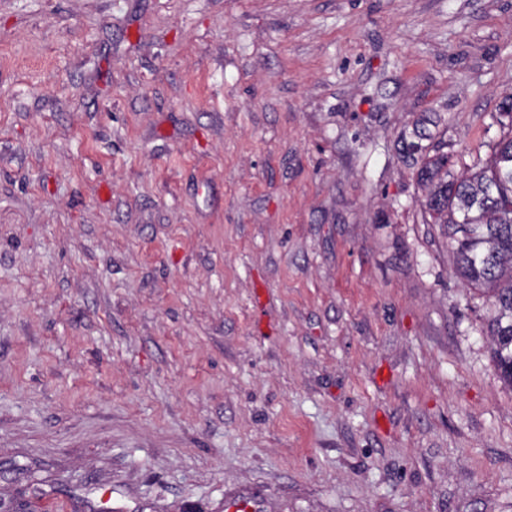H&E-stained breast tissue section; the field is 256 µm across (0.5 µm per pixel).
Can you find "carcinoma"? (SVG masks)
I'll list each match as a JSON object with an SVG mask.
<instances>
[{"mask_svg":"<svg viewBox=\"0 0 512 512\" xmlns=\"http://www.w3.org/2000/svg\"><path fill=\"white\" fill-rule=\"evenodd\" d=\"M420 204L453 251L461 277L486 289L490 336L500 378L512 387V132L479 171L448 178V156H420Z\"/></svg>","mask_w":512,"mask_h":512,"instance_id":"1","label":"carcinoma"}]
</instances>
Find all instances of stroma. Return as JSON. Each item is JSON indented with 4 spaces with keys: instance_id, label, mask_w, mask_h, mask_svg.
<instances>
[{
    "instance_id": "stroma-1",
    "label": "stroma",
    "mask_w": 512,
    "mask_h": 512,
    "mask_svg": "<svg viewBox=\"0 0 512 512\" xmlns=\"http://www.w3.org/2000/svg\"><path fill=\"white\" fill-rule=\"evenodd\" d=\"M511 95L512 0H0V504L512 512L407 151ZM225 512H260L261 495L256 491L235 494L224 499Z\"/></svg>"
}]
</instances>
